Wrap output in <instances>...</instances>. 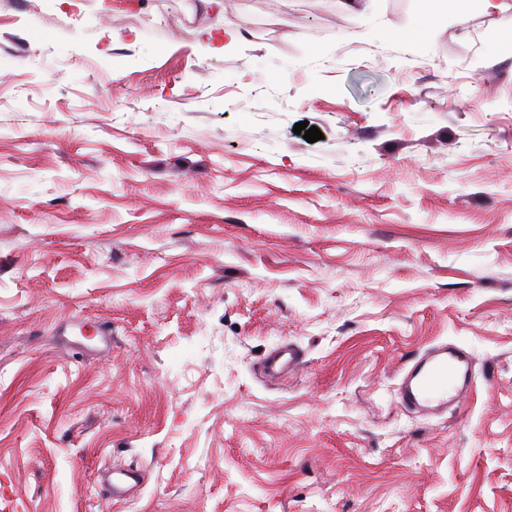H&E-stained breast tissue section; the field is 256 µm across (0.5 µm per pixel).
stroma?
<instances>
[{
    "mask_svg": "<svg viewBox=\"0 0 512 512\" xmlns=\"http://www.w3.org/2000/svg\"><path fill=\"white\" fill-rule=\"evenodd\" d=\"M363 2L0 0L17 512H512V0L424 45V0ZM440 342L475 388L408 414ZM282 343L299 367L261 378ZM143 469L137 466L112 468V482H108L107 491L112 500L123 501L133 496L144 480Z\"/></svg>",
    "mask_w": 512,
    "mask_h": 512,
    "instance_id": "1",
    "label": "stroma"
}]
</instances>
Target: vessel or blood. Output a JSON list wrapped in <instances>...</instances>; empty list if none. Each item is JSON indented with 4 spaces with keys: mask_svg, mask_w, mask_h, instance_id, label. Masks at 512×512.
<instances>
[{
    "mask_svg": "<svg viewBox=\"0 0 512 512\" xmlns=\"http://www.w3.org/2000/svg\"><path fill=\"white\" fill-rule=\"evenodd\" d=\"M301 353L283 344L270 351L262 361L265 374L278 376L299 365ZM475 372L468 353L438 343L427 348L404 369L400 398L409 410L431 413L447 410L449 403L461 402L471 392ZM144 474L136 466L116 467L107 491L112 499L123 501L142 485Z\"/></svg>",
    "mask_w": 512,
    "mask_h": 512,
    "instance_id": "b4317fda",
    "label": "vessel or blood"
}]
</instances>
